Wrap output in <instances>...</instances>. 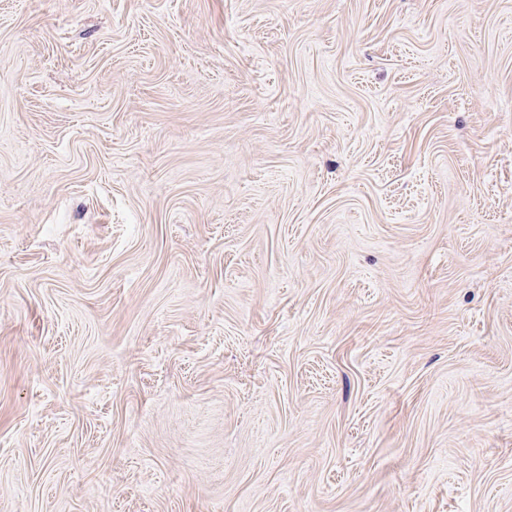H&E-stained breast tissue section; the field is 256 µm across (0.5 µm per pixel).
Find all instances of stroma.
<instances>
[{"label":"stroma","instance_id":"1","mask_svg":"<svg viewBox=\"0 0 512 512\" xmlns=\"http://www.w3.org/2000/svg\"><path fill=\"white\" fill-rule=\"evenodd\" d=\"M0 512H512V0H0Z\"/></svg>","mask_w":512,"mask_h":512}]
</instances>
